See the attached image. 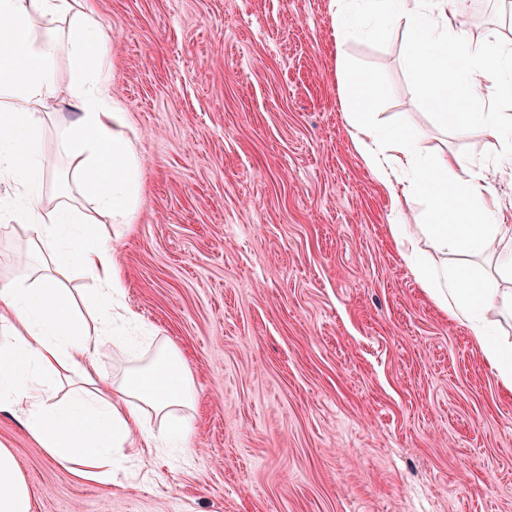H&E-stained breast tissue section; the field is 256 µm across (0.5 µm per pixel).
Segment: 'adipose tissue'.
Returning a JSON list of instances; mask_svg holds the SVG:
<instances>
[{"label":"adipose tissue","mask_w":512,"mask_h":512,"mask_svg":"<svg viewBox=\"0 0 512 512\" xmlns=\"http://www.w3.org/2000/svg\"><path fill=\"white\" fill-rule=\"evenodd\" d=\"M371 15L374 29L397 18L407 33L404 60L420 97L446 127L478 129L499 142L508 123L498 112L512 98V53L489 57L485 44L459 32L447 0H331L337 43L354 28L356 10ZM48 28L37 29L36 18ZM68 20L67 32L54 22ZM107 39L82 0H0V178L15 188L13 201L0 206V221L20 225L43 273L34 280L0 285V411L17 415L31 439L74 477L109 481L117 453L139 457L152 451L182 452L191 428L182 410L195 398L192 378L178 351L145 335L139 317L123 309L124 283L115 254L95 227L97 215L132 224L141 191L132 125L112 96L105 60ZM76 57L69 90L77 116L62 132L76 162L71 178L95 204L88 214L62 203L44 208L39 198L45 167L38 149L45 101L57 97L56 61L63 49ZM467 58L461 76L452 63ZM340 93L357 150L393 209L414 196L426 200L430 221L412 231L394 224L391 235L412 262L425 292L450 321L469 328L471 339L502 386L512 392V348L495 340L485 314L496 308L512 314V225L499 221L492 193L480 176L460 178L458 157H424L412 137L383 131L371 117L385 89L369 72L339 59ZM428 235L440 253L498 248L496 276H478L465 266H432L420 259L417 233ZM91 274L98 283L89 315L75 310L62 279ZM115 340L138 367L122 378L103 377L92 358ZM71 389L59 401L49 392L61 381ZM29 487L12 451L0 445V512H30Z\"/></svg>","instance_id":"1"}]
</instances>
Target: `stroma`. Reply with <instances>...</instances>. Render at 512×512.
<instances>
[{
	"mask_svg": "<svg viewBox=\"0 0 512 512\" xmlns=\"http://www.w3.org/2000/svg\"><path fill=\"white\" fill-rule=\"evenodd\" d=\"M109 34L112 95L141 163L137 218L105 224L126 305L194 383L186 459L147 455L79 480L0 413L31 512H512V393L417 282L391 199L340 108L345 55L384 83L382 126L456 154L512 225V151L442 127L416 94L407 33L368 18L337 44L330 0H87ZM458 29L512 39L505 0ZM45 206L84 205L47 101ZM0 227V282L24 273Z\"/></svg>",
	"mask_w": 512,
	"mask_h": 512,
	"instance_id": "stroma-1",
	"label": "stroma"
}]
</instances>
